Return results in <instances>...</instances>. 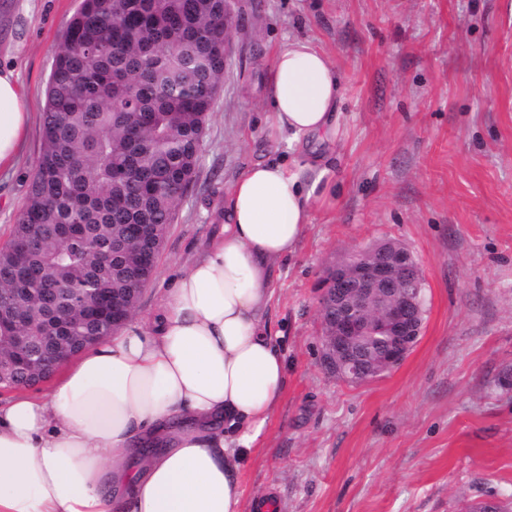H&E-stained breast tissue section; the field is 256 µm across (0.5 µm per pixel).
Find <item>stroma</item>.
I'll return each mask as SVG.
<instances>
[{
    "mask_svg": "<svg viewBox=\"0 0 512 512\" xmlns=\"http://www.w3.org/2000/svg\"><path fill=\"white\" fill-rule=\"evenodd\" d=\"M224 85L200 164L140 296L149 313L205 249L212 213L270 147L263 77L306 39L339 69L337 197L311 214L273 289L288 381L241 471L243 512H474L512 501V0H236ZM81 0H0V64L14 67L32 124L0 173V245L27 203L46 83ZM396 239L424 278V332L378 379L320 366V282L348 252Z\"/></svg>",
    "mask_w": 512,
    "mask_h": 512,
    "instance_id": "1",
    "label": "stroma"
}]
</instances>
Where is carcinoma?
Wrapping results in <instances>:
<instances>
[{"instance_id":"cac0c4a2","label":"carcinoma","mask_w":512,"mask_h":512,"mask_svg":"<svg viewBox=\"0 0 512 512\" xmlns=\"http://www.w3.org/2000/svg\"><path fill=\"white\" fill-rule=\"evenodd\" d=\"M224 83V0H84L57 51L42 150L26 206L0 248V289L143 288L156 265L130 224L174 223L193 182L213 97ZM89 321L20 331L83 335Z\"/></svg>"}]
</instances>
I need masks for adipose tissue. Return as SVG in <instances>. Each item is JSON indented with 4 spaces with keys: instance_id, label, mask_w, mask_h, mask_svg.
Returning a JSON list of instances; mask_svg holds the SVG:
<instances>
[{
    "instance_id": "ef3b65f1",
    "label": "adipose tissue",
    "mask_w": 512,
    "mask_h": 512,
    "mask_svg": "<svg viewBox=\"0 0 512 512\" xmlns=\"http://www.w3.org/2000/svg\"><path fill=\"white\" fill-rule=\"evenodd\" d=\"M268 138L306 160L258 161L233 183L204 252L154 313L69 359L43 395L0 402V512H242L240 474L287 384L269 322L274 279L314 203L335 197L317 144L339 135L340 73L310 41L275 52ZM31 105L0 67V172L18 163Z\"/></svg>"
}]
</instances>
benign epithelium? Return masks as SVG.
Listing matches in <instances>:
<instances>
[{
	"label": "benign epithelium",
	"instance_id": "7a95c632",
	"mask_svg": "<svg viewBox=\"0 0 512 512\" xmlns=\"http://www.w3.org/2000/svg\"><path fill=\"white\" fill-rule=\"evenodd\" d=\"M319 311L322 319L320 363L326 373L351 384H364L381 372L400 365L422 336L424 329L422 279L409 248L398 241L384 240L349 255L328 269L320 284ZM62 300L90 312L112 309V322L125 316L124 301L101 297L77 288H58ZM18 295L0 294V389L43 385L44 361L38 336L14 334ZM380 327L386 336L382 350L363 344ZM99 340L83 336H55L64 352Z\"/></svg>",
	"mask_w": 512,
	"mask_h": 512
}]
</instances>
